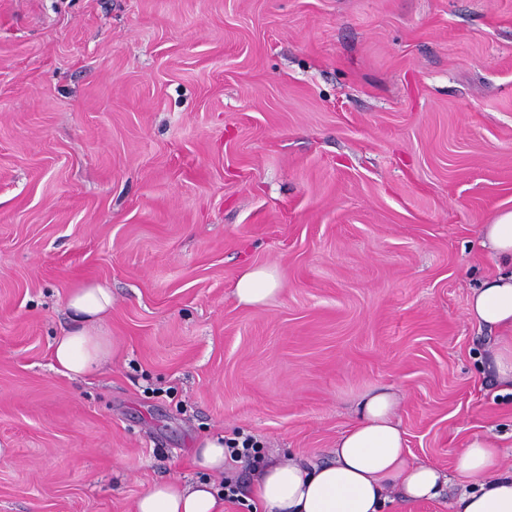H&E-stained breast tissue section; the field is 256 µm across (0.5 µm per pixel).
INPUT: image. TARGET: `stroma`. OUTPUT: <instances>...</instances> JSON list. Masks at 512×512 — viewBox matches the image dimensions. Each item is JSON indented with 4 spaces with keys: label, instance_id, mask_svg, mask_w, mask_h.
Wrapping results in <instances>:
<instances>
[{
    "label": "stroma",
    "instance_id": "35a3bbf8",
    "mask_svg": "<svg viewBox=\"0 0 512 512\" xmlns=\"http://www.w3.org/2000/svg\"><path fill=\"white\" fill-rule=\"evenodd\" d=\"M507 210L512 0H0V512H132L210 436L320 459L379 387L416 459L512 466L468 315ZM87 280L113 355L72 379ZM279 285L273 271L264 267H252L237 280L235 295L242 304L260 306L279 291ZM67 307L75 326L55 339L53 360L58 372L77 378L111 358L112 341L103 321L112 310V289L96 282L77 283L67 295Z\"/></svg>",
    "mask_w": 512,
    "mask_h": 512
}]
</instances>
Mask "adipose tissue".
<instances>
[{
  "instance_id": "1",
  "label": "adipose tissue",
  "mask_w": 512,
  "mask_h": 512,
  "mask_svg": "<svg viewBox=\"0 0 512 512\" xmlns=\"http://www.w3.org/2000/svg\"><path fill=\"white\" fill-rule=\"evenodd\" d=\"M481 245L503 266L473 290L468 313L478 323L512 332V210L482 228ZM278 290L273 271L252 267L237 280L235 295L242 304L260 306ZM67 306L75 325L55 339L53 360L58 372L77 378L112 355V341L103 328L112 290L101 283H77L67 295ZM397 406L392 392L368 394L357 422L337 439L325 462L264 461L251 488L263 512H383L389 489L398 490L401 502L411 503L437 497L452 478L463 487L457 512H512V469L502 467L490 435H470L447 475L408 458L395 421ZM227 456L223 437L199 442L194 464L207 472V479L155 484L134 502L133 512H224V492L215 479L227 477Z\"/></svg>"
}]
</instances>
